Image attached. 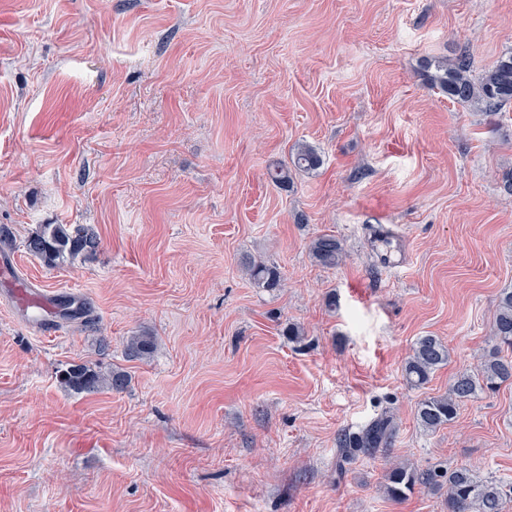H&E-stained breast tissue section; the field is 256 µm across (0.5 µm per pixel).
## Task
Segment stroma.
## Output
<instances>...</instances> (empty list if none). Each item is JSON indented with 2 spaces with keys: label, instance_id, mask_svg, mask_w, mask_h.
I'll list each match as a JSON object with an SVG mask.
<instances>
[{
  "label": "stroma",
  "instance_id": "obj_1",
  "mask_svg": "<svg viewBox=\"0 0 512 512\" xmlns=\"http://www.w3.org/2000/svg\"><path fill=\"white\" fill-rule=\"evenodd\" d=\"M464 50L475 78L512 52V0H0V255L58 301L37 323L0 290V512H448L389 499L395 460L512 481V384L432 434L414 415L512 288V106L430 80ZM42 224L99 247L47 268ZM321 235L345 263L313 259ZM425 335L450 358L417 389ZM69 364L129 384L64 390ZM385 413L389 451L337 470ZM312 257L325 267H336L345 255L341 242L331 235H321L310 245ZM250 280L259 288L273 290L281 285V276L274 266L259 262H248L245 266Z\"/></svg>",
  "mask_w": 512,
  "mask_h": 512
}]
</instances>
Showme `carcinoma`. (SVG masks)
<instances>
[{
	"instance_id": "obj_1",
	"label": "carcinoma",
	"mask_w": 512,
	"mask_h": 512,
	"mask_svg": "<svg viewBox=\"0 0 512 512\" xmlns=\"http://www.w3.org/2000/svg\"><path fill=\"white\" fill-rule=\"evenodd\" d=\"M471 61L462 52L453 64H437L439 74L433 76L448 98L474 109L497 112L512 105V53L499 58L474 79L470 75ZM323 160L311 146L297 149L293 165L301 171H314ZM97 237L81 225L41 224L25 240L27 252L49 268L94 251ZM312 257L325 267H335L343 261L341 242L331 235H321L310 245ZM250 280L259 288L280 287L281 276L274 266L250 262L246 264ZM490 342L493 349L474 372H462L452 380L448 393L426 396L415 409L419 427L433 433L453 421L460 407L480 395L497 391L502 384L512 383V289L505 288L498 296L496 310L490 323ZM151 336H133L127 342L128 354L142 357L153 351ZM448 347L434 336H421L404 361L407 382L417 388L426 385L435 371L448 363ZM129 376L122 371L102 373L84 364H73L61 376V385L77 393H94L103 388L121 391L127 387ZM394 427L390 415H382L363 428L344 434L338 448L337 470L357 456H372L387 450ZM384 491L394 501L406 499L420 489L446 492L448 512H512V486L482 475L471 467L448 470L444 467L421 470L396 461L384 475Z\"/></svg>"
}]
</instances>
